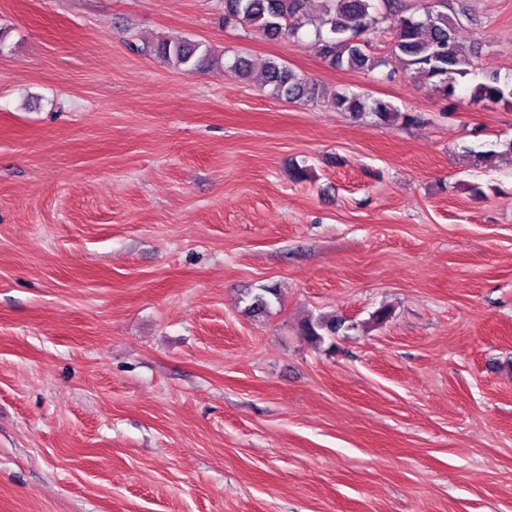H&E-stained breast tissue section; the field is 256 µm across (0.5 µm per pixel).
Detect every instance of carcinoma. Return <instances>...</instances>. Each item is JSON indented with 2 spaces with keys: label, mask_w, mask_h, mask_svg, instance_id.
Masks as SVG:
<instances>
[{
  "label": "carcinoma",
  "mask_w": 512,
  "mask_h": 512,
  "mask_svg": "<svg viewBox=\"0 0 512 512\" xmlns=\"http://www.w3.org/2000/svg\"><path fill=\"white\" fill-rule=\"evenodd\" d=\"M386 2L387 13L394 17L392 54L411 75L431 83L442 96L455 97L459 84L477 69L478 51L463 45L456 34L460 17L467 13V0H424L420 15L403 5V0ZM304 5L305 0H224V20L270 39L297 38L311 25L314 44L331 65L370 72L386 65L369 52L382 23L375 0H327L319 19L311 18ZM148 52L174 68L187 70L212 67L219 59L211 50L185 38L161 40ZM262 80L278 97L296 101L320 95L316 84L275 60L265 65ZM472 99L486 106L512 100V81L489 71L473 87ZM332 102L343 112L371 114L382 123L398 118L397 110L382 99L336 93ZM343 328L344 321L333 318L308 325L307 333L317 341L320 331L334 335Z\"/></svg>",
  "instance_id": "cac0c4a2"
}]
</instances>
